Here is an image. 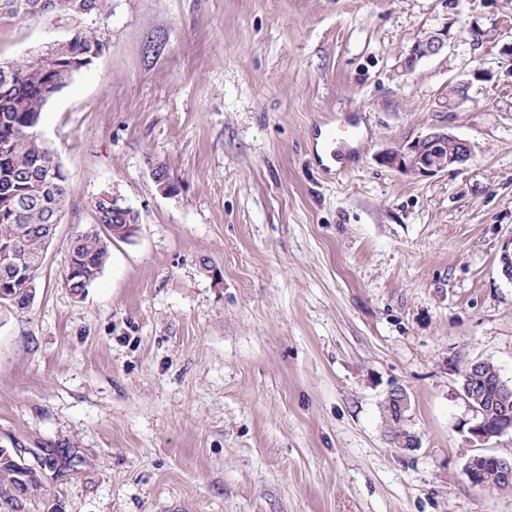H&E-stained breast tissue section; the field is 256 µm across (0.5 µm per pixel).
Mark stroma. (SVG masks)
Instances as JSON below:
<instances>
[{
  "label": "stroma",
  "instance_id": "obj_1",
  "mask_svg": "<svg viewBox=\"0 0 512 512\" xmlns=\"http://www.w3.org/2000/svg\"><path fill=\"white\" fill-rule=\"evenodd\" d=\"M108 3L0 26L2 62L106 34L42 114L69 205L34 303L0 306V448L43 466L59 512H512L464 474L453 364L512 379V0ZM339 119L361 138L333 155ZM439 127L473 145L465 169L380 162ZM103 192L140 229L79 300L67 242ZM393 386L419 448L390 441ZM448 48V25L417 39L404 60L405 67H412L418 60L442 53ZM411 401L408 393L401 387H392L383 402V414L386 422L404 423L409 417Z\"/></svg>",
  "mask_w": 512,
  "mask_h": 512
}]
</instances>
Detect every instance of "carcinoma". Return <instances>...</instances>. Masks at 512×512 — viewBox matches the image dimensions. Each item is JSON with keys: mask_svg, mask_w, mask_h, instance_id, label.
Masks as SVG:
<instances>
[{"mask_svg": "<svg viewBox=\"0 0 512 512\" xmlns=\"http://www.w3.org/2000/svg\"><path fill=\"white\" fill-rule=\"evenodd\" d=\"M107 0H0V23L11 24L34 18L68 20L100 15ZM105 46L104 33L97 28H78L64 41L41 54L36 64L28 58L12 61L11 71L0 72V244L15 242L22 260H32L28 275L40 278L38 258L44 251L42 230L59 219L69 203L67 176L54 152L38 135L42 112L49 100L72 77L90 66ZM98 224H135L140 215L126 207L112 209V201L102 195L92 202ZM72 273L68 285L75 292L89 287L105 265V250L98 236L83 235L68 244ZM12 285L15 307H26L25 281L14 277L12 269L0 266V281ZM498 368L485 370L488 386L479 396L483 406H492ZM28 476L32 487L31 505H49L44 482L38 471L10 460L0 462V503L14 499L18 476Z\"/></svg>", "mask_w": 512, "mask_h": 512, "instance_id": "obj_1", "label": "carcinoma"}]
</instances>
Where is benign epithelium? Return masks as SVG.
<instances>
[{
  "label": "benign epithelium",
  "mask_w": 512,
  "mask_h": 512,
  "mask_svg": "<svg viewBox=\"0 0 512 512\" xmlns=\"http://www.w3.org/2000/svg\"><path fill=\"white\" fill-rule=\"evenodd\" d=\"M448 47V25L431 32L416 40L411 46L404 60V66L411 67L418 60L442 53ZM453 142L456 149L448 152V142ZM474 155V148L470 142L456 137L448 131L435 128L427 134L412 141H404L386 149L380 154V161L390 168L411 178L426 177L441 171H459L464 169ZM112 233L131 239L137 235L138 225H114L107 229L103 224H92L83 230L85 234ZM486 360L476 359L470 371L460 376L462 392L483 383L485 379L484 367ZM499 393L498 411L487 412L476 405L473 399H467L472 411V417L463 422L467 426V440L474 444L485 443L492 438L512 434V411L509 410V400L512 399V387L502 379H496ZM411 401L408 393L401 387L389 389L383 402L385 421L401 423L408 418ZM493 468L495 474L504 481H512V459L495 454H475L468 458L464 471L468 481L475 487L484 486L482 478L485 467Z\"/></svg>",
  "instance_id": "benign-epithelium-1"
}]
</instances>
